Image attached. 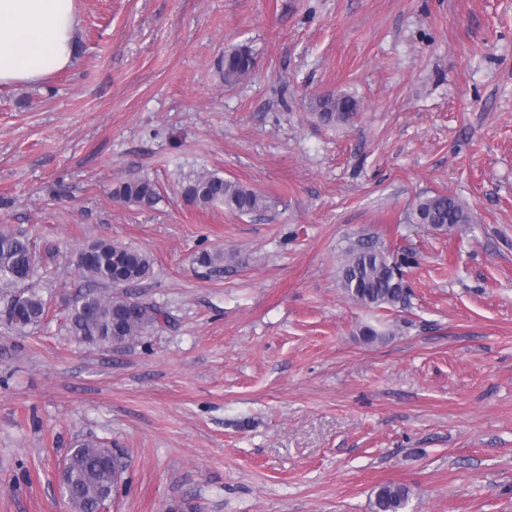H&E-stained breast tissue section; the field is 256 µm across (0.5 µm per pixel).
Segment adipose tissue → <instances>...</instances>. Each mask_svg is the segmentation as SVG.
Returning <instances> with one entry per match:
<instances>
[{
    "label": "adipose tissue",
    "instance_id": "1",
    "mask_svg": "<svg viewBox=\"0 0 512 512\" xmlns=\"http://www.w3.org/2000/svg\"><path fill=\"white\" fill-rule=\"evenodd\" d=\"M78 26L75 0H0V85L70 68Z\"/></svg>",
    "mask_w": 512,
    "mask_h": 512
}]
</instances>
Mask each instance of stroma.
I'll return each mask as SVG.
<instances>
[{"mask_svg": "<svg viewBox=\"0 0 512 512\" xmlns=\"http://www.w3.org/2000/svg\"><path fill=\"white\" fill-rule=\"evenodd\" d=\"M75 6V65L0 86V228L35 244L49 306L23 333L0 317V512H73L61 468L83 444L126 463L107 512H372L389 482L406 512H512V0ZM239 45L257 67L228 87ZM328 93L351 121L319 118ZM197 171L268 208L186 204ZM141 177L156 206L113 200ZM442 192L471 224L412 222ZM363 235L415 255L406 304L340 287ZM95 240L152 256L130 294L168 324L67 336ZM315 109L326 123L348 121L357 110L352 98L338 94L320 96L315 102Z\"/></svg>", "mask_w": 512, "mask_h": 512, "instance_id": "obj_1", "label": "stroma"}]
</instances>
